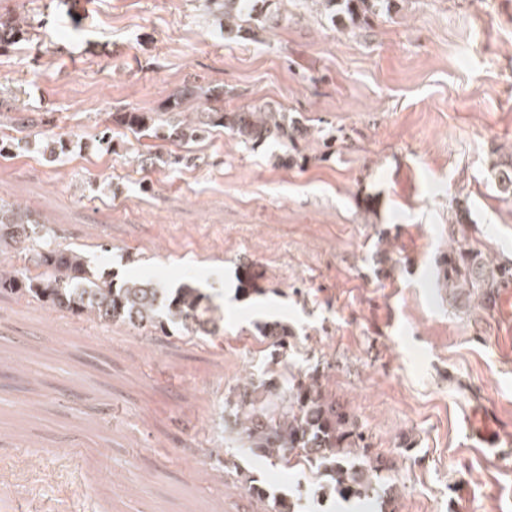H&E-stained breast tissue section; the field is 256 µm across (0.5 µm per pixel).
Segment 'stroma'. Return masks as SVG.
I'll list each match as a JSON object with an SVG mask.
<instances>
[{
  "instance_id": "obj_1",
  "label": "stroma",
  "mask_w": 512,
  "mask_h": 512,
  "mask_svg": "<svg viewBox=\"0 0 512 512\" xmlns=\"http://www.w3.org/2000/svg\"><path fill=\"white\" fill-rule=\"evenodd\" d=\"M271 9L279 23L228 40L223 0H0L34 19L0 50V96L51 119L0 157V199L84 246L92 269L192 279L224 311L188 343L0 299V359L34 379L0 389V512H258L253 484L344 512L312 495L307 466L223 445L224 397L268 369L256 325L273 320L293 331L279 371L318 373L356 416L396 512H512V459L466 426L486 416L512 441V324L495 304L451 306L440 272L457 197L461 235L512 258V197L494 178L512 164V0H393L358 27L305 0ZM186 83L229 108L281 107L309 135L287 151L217 131L195 164L141 168L152 139L113 113L163 111Z\"/></svg>"
}]
</instances>
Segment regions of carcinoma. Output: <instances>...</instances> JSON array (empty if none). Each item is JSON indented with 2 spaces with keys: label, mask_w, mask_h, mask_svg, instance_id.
I'll use <instances>...</instances> for the list:
<instances>
[{
  "label": "carcinoma",
  "mask_w": 512,
  "mask_h": 512,
  "mask_svg": "<svg viewBox=\"0 0 512 512\" xmlns=\"http://www.w3.org/2000/svg\"><path fill=\"white\" fill-rule=\"evenodd\" d=\"M269 0H224V36L235 38L242 23L270 20L263 15ZM318 4L331 22L348 20L355 25L391 7V0H309ZM22 30L20 20L0 18V49L13 44ZM204 98L209 105L187 112L186 101ZM12 107L0 100V120L8 119L18 132L43 123L33 115L11 114ZM112 122L136 136L148 135L180 146L197 144L222 129L238 142L254 148L268 142L283 146L298 142L301 122L269 105L227 109L213 91L195 84L176 88L162 112L112 113ZM188 155L158 150L143 156L144 167L188 163ZM39 219L29 210L0 201V254L17 253L23 265L0 261V298L37 303L51 311L104 324L121 323L147 335H167V327L182 329L192 341L214 335L224 320L211 296L192 281L170 291L152 282L132 277L120 282L91 271L85 253L63 247L48 234L38 235ZM443 286L450 299L495 301L499 288L512 280V261L486 260L482 253L460 242L441 261ZM270 340L274 364L288 354L292 336L288 325L266 322L259 327ZM233 420L226 431L231 441L254 457L274 458L286 465L298 457L314 468L323 483L322 494L343 499L377 498L383 506L396 498L395 485L381 475L364 452L362 427L336 402L318 375L283 379L274 371L251 381L234 394ZM260 501L272 500V512H300V500L277 497L264 486H250Z\"/></svg>",
  "instance_id": "carcinoma-1"
}]
</instances>
